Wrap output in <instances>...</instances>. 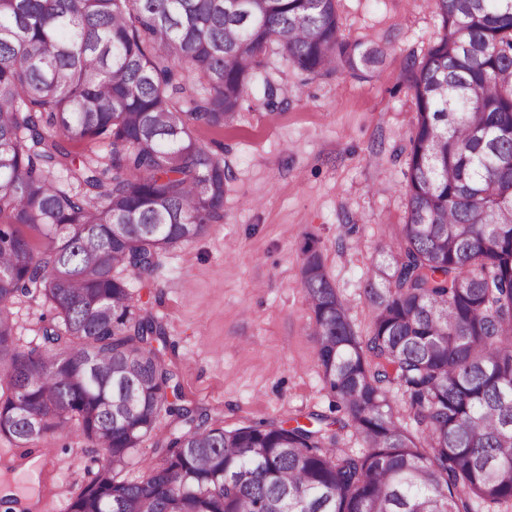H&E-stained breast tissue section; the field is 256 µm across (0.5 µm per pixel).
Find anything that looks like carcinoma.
I'll return each mask as SVG.
<instances>
[{
	"mask_svg": "<svg viewBox=\"0 0 512 512\" xmlns=\"http://www.w3.org/2000/svg\"><path fill=\"white\" fill-rule=\"evenodd\" d=\"M434 5L410 68L408 216L368 270L365 335L302 251L322 380L361 442L347 453L320 427L226 429L179 403L129 276L224 223V159L196 131L259 84L277 109L267 48L312 75L374 73L384 49L339 39L336 0H0V436L98 448L67 512H512V0ZM20 296L51 311L26 349ZM164 415L189 428L119 480Z\"/></svg>",
	"mask_w": 512,
	"mask_h": 512,
	"instance_id": "carcinoma-1",
	"label": "carcinoma"
}]
</instances>
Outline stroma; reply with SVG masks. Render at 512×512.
Wrapping results in <instances>:
<instances>
[{
  "instance_id": "stroma-1",
  "label": "stroma",
  "mask_w": 512,
  "mask_h": 512,
  "mask_svg": "<svg viewBox=\"0 0 512 512\" xmlns=\"http://www.w3.org/2000/svg\"><path fill=\"white\" fill-rule=\"evenodd\" d=\"M339 36L385 50L372 75L317 76L269 57L281 104L266 113L247 100L220 129L198 139L224 159V221L165 253L135 298L166 325L167 359L185 403L225 428L332 415L311 311L299 279L301 248L314 241L357 334L371 318L367 270L407 217L405 172L416 115L411 63L434 43L433 0H336ZM17 342L40 343L43 302L11 306ZM54 465L55 512L92 477L88 441L41 440Z\"/></svg>"
}]
</instances>
